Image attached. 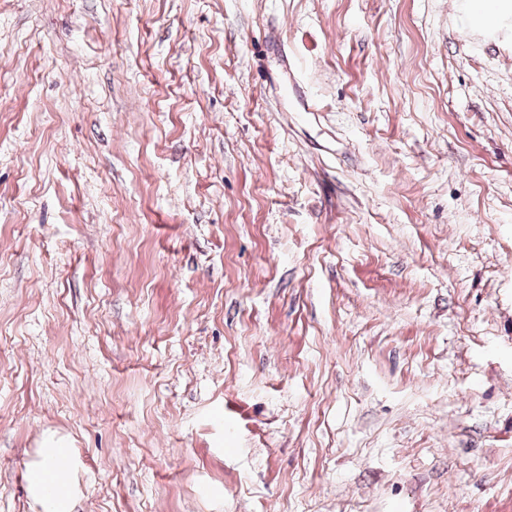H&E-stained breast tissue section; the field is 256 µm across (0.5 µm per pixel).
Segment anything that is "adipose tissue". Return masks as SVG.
Instances as JSON below:
<instances>
[{"label": "adipose tissue", "instance_id": "1", "mask_svg": "<svg viewBox=\"0 0 512 512\" xmlns=\"http://www.w3.org/2000/svg\"><path fill=\"white\" fill-rule=\"evenodd\" d=\"M68 454V449L50 441L39 449L37 460L29 466L28 491L43 512H69L76 487L69 476L59 473L55 467L57 460Z\"/></svg>", "mask_w": 512, "mask_h": 512}]
</instances>
